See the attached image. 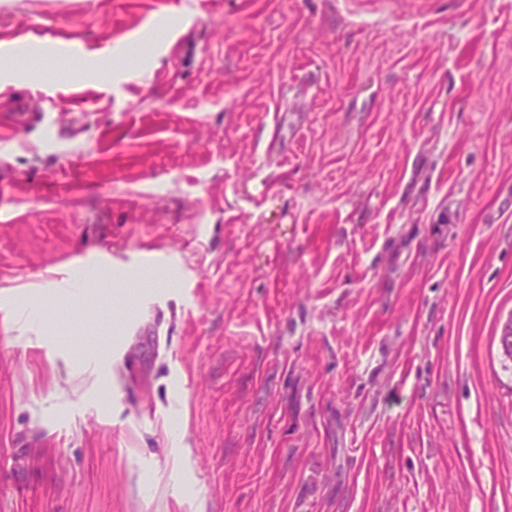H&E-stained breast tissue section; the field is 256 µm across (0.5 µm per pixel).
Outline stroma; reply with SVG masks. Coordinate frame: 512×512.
Returning <instances> with one entry per match:
<instances>
[{"label":"stroma","mask_w":512,"mask_h":512,"mask_svg":"<svg viewBox=\"0 0 512 512\" xmlns=\"http://www.w3.org/2000/svg\"><path fill=\"white\" fill-rule=\"evenodd\" d=\"M19 90L0 512H512V0H0Z\"/></svg>","instance_id":"stroma-1"}]
</instances>
